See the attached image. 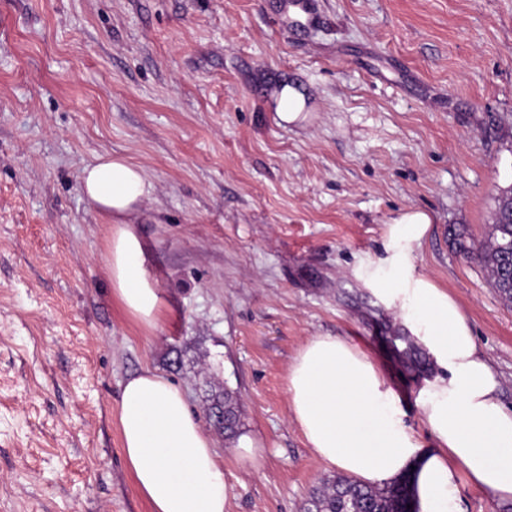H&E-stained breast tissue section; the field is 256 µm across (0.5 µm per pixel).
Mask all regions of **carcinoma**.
Masks as SVG:
<instances>
[{
  "label": "carcinoma",
  "mask_w": 512,
  "mask_h": 512,
  "mask_svg": "<svg viewBox=\"0 0 512 512\" xmlns=\"http://www.w3.org/2000/svg\"><path fill=\"white\" fill-rule=\"evenodd\" d=\"M500 223L491 224L490 230L477 249L490 280L502 300L512 302V290L503 287V279L512 275V249H503V243H512V217L496 201ZM224 405V434L234 436L238 431L239 414L231 393L217 400ZM411 503L407 486L393 482L383 487L363 486L341 475L323 479L310 494L304 512H406Z\"/></svg>",
  "instance_id": "cac0c4a2"
}]
</instances>
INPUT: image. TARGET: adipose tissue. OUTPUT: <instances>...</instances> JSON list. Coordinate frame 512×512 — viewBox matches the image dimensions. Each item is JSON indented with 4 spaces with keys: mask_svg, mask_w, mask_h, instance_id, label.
Instances as JSON below:
<instances>
[{
    "mask_svg": "<svg viewBox=\"0 0 512 512\" xmlns=\"http://www.w3.org/2000/svg\"><path fill=\"white\" fill-rule=\"evenodd\" d=\"M80 186L110 220L106 267L113 299L135 323L155 328L165 300L144 267L134 226L152 190L145 171L105 153L83 168ZM431 223L420 210L395 220L387 255L366 283L396 307L440 368L418 398L435 449L422 452L402 427L381 370L342 338L312 337L289 368L288 392L292 418L321 462L367 485L411 472L419 512H457L460 473L491 498L512 500V409L504 406L501 382L457 300L415 269L413 252ZM118 411L124 464L150 512H224L228 488L215 442L180 386L142 369L123 383Z\"/></svg>",
    "mask_w": 512,
    "mask_h": 512,
    "instance_id": "ef3b65f1",
    "label": "adipose tissue"
}]
</instances>
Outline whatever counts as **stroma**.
<instances>
[{"mask_svg": "<svg viewBox=\"0 0 512 512\" xmlns=\"http://www.w3.org/2000/svg\"><path fill=\"white\" fill-rule=\"evenodd\" d=\"M274 0H0V512H150L122 457V383L150 367L204 418L224 512H303L336 475L294 422L288 370L314 336L362 347L402 425L436 369L398 356L396 311L363 274L407 210L417 271L449 292L512 406V307L477 255L512 186V0H315L303 38ZM308 117L277 124L273 95ZM105 152L153 184L138 231L166 310L112 297L107 217L85 201ZM252 441L254 459L240 455ZM214 404L224 405V410L218 409L212 411L211 417L213 418L214 422L217 424L224 423V428L222 430L224 431L225 435H236L239 426V414L236 400L233 398L231 393L224 392V400H220L218 398L217 401H214L212 405Z\"/></svg>", "mask_w": 512, "mask_h": 512, "instance_id": "35a3bbf8", "label": "stroma"}]
</instances>
